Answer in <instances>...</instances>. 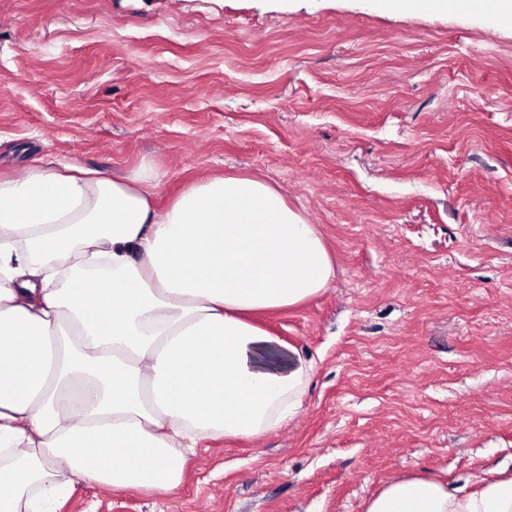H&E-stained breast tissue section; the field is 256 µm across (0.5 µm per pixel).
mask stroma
I'll list each match as a JSON object with an SVG mask.
<instances>
[{
	"instance_id": "35a3bbf8",
	"label": "stroma",
	"mask_w": 512,
	"mask_h": 512,
	"mask_svg": "<svg viewBox=\"0 0 512 512\" xmlns=\"http://www.w3.org/2000/svg\"><path fill=\"white\" fill-rule=\"evenodd\" d=\"M148 165L158 206L244 174L336 269L255 315L314 371L296 414L190 455L170 497L58 512H363L391 481L512 474V26L380 0H0V174Z\"/></svg>"
}]
</instances>
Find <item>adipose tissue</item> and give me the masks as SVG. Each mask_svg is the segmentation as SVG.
Listing matches in <instances>:
<instances>
[{"instance_id": "ef3b65f1", "label": "adipose tissue", "mask_w": 512, "mask_h": 512, "mask_svg": "<svg viewBox=\"0 0 512 512\" xmlns=\"http://www.w3.org/2000/svg\"><path fill=\"white\" fill-rule=\"evenodd\" d=\"M33 160L0 177V512H55L75 480L169 495L187 449L296 413L311 364L251 317L326 290L316 227L266 180ZM364 512H512V477L460 495L422 476Z\"/></svg>"}]
</instances>
